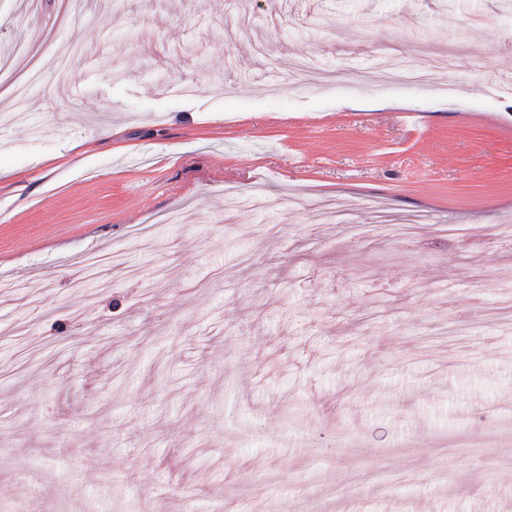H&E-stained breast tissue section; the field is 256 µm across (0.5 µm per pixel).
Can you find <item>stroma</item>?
I'll list each match as a JSON object with an SVG mask.
<instances>
[{"label":"stroma","instance_id":"obj_1","mask_svg":"<svg viewBox=\"0 0 512 512\" xmlns=\"http://www.w3.org/2000/svg\"><path fill=\"white\" fill-rule=\"evenodd\" d=\"M85 2L0 0V512H512L500 0ZM381 79L388 85L411 87L430 84L428 68L422 63L403 58L390 64ZM295 75H300L307 83L316 85H330L335 84L336 82H343L347 77V74L342 71H324L319 68L309 66L308 63L303 60L297 64L295 71L289 73V80L285 79L271 84L268 88L269 92L272 95H278L289 83H291L290 78Z\"/></svg>","mask_w":512,"mask_h":512}]
</instances>
